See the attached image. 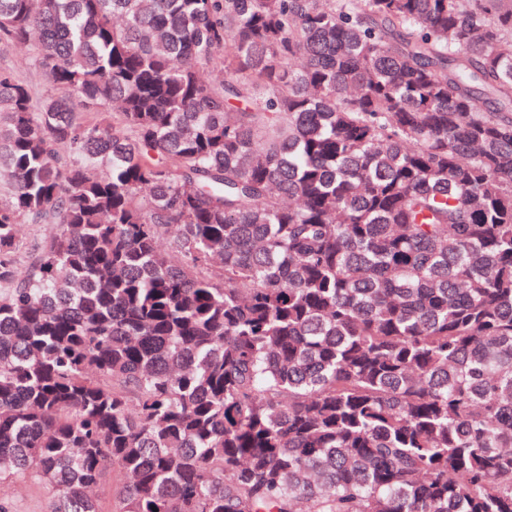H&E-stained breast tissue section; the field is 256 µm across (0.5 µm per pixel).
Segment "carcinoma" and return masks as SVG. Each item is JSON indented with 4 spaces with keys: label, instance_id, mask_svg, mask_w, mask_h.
Here are the masks:
<instances>
[{
    "label": "carcinoma",
    "instance_id": "cac0c4a2",
    "mask_svg": "<svg viewBox=\"0 0 512 512\" xmlns=\"http://www.w3.org/2000/svg\"><path fill=\"white\" fill-rule=\"evenodd\" d=\"M16 45L0 512H512V0H0ZM33 51L27 49H9L1 51L0 49V69L5 67L19 69L20 75L35 84L42 93L60 94L59 90L50 87L39 71L31 65ZM43 229V226L40 224L22 223L20 226L22 253L18 267L22 272L25 271L38 253L37 246L42 236ZM52 498L49 488L34 482H19L13 491L15 512H47Z\"/></svg>",
    "mask_w": 512,
    "mask_h": 512
}]
</instances>
